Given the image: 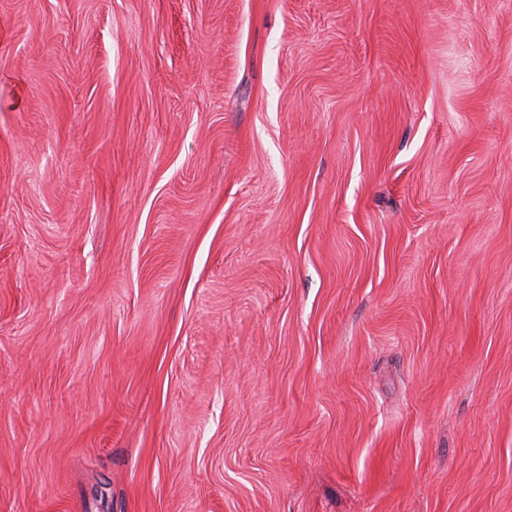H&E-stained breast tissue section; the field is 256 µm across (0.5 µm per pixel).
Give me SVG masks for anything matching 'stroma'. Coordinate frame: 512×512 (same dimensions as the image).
Masks as SVG:
<instances>
[{"label": "stroma", "mask_w": 512, "mask_h": 512, "mask_svg": "<svg viewBox=\"0 0 512 512\" xmlns=\"http://www.w3.org/2000/svg\"><path fill=\"white\" fill-rule=\"evenodd\" d=\"M0 512H512V0H0Z\"/></svg>", "instance_id": "stroma-1"}]
</instances>
